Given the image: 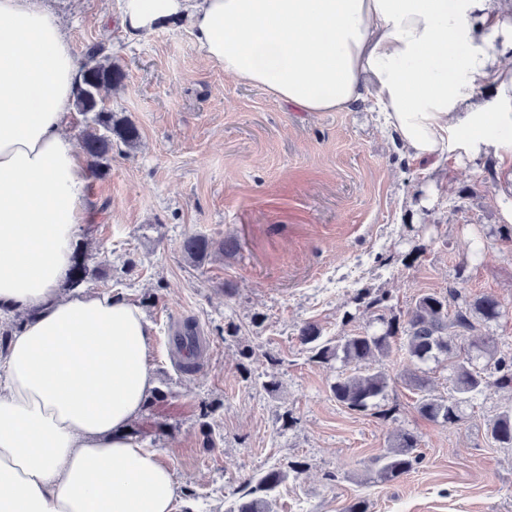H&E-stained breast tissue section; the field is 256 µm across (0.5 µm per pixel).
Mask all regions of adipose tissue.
Wrapping results in <instances>:
<instances>
[{"label": "adipose tissue", "instance_id": "1", "mask_svg": "<svg viewBox=\"0 0 512 512\" xmlns=\"http://www.w3.org/2000/svg\"><path fill=\"white\" fill-rule=\"evenodd\" d=\"M187 13L199 55L301 112L370 104L403 150L501 165L512 194V0H124L134 33ZM78 68L40 0H0V512H175L171 470L129 429L155 386L143 313L63 293L88 170L66 130Z\"/></svg>", "mask_w": 512, "mask_h": 512}]
</instances>
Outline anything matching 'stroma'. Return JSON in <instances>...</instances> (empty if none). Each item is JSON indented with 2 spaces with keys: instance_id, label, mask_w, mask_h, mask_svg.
<instances>
[{
  "instance_id": "35a3bbf8",
  "label": "stroma",
  "mask_w": 512,
  "mask_h": 512,
  "mask_svg": "<svg viewBox=\"0 0 512 512\" xmlns=\"http://www.w3.org/2000/svg\"><path fill=\"white\" fill-rule=\"evenodd\" d=\"M45 4L75 57L98 43L126 74L106 101L141 138L114 146L106 175L88 177L76 247L95 270L86 290L136 304L151 326L157 386L130 434L171 469L176 512H224L273 466L288 477L271 512H343L356 497L370 512H512V447L487 432L512 392L485 388L464 421L436 422L418 412L409 376L421 370L433 395L448 396L447 361L417 368L395 353L369 364L389 375L385 396L353 412L330 394L351 364L310 362L297 340L308 323L326 339L375 330L453 286L500 302V317L475 333L512 350V223L500 219L487 162L415 159L363 109L292 111L206 64L187 21L133 35L122 0ZM192 235L235 247L198 265L182 252ZM363 288L387 293V305L357 303ZM189 319L204 354L186 375L168 338ZM272 377L274 392L264 387ZM401 432L418 436L423 459L380 482L368 461Z\"/></svg>"
}]
</instances>
